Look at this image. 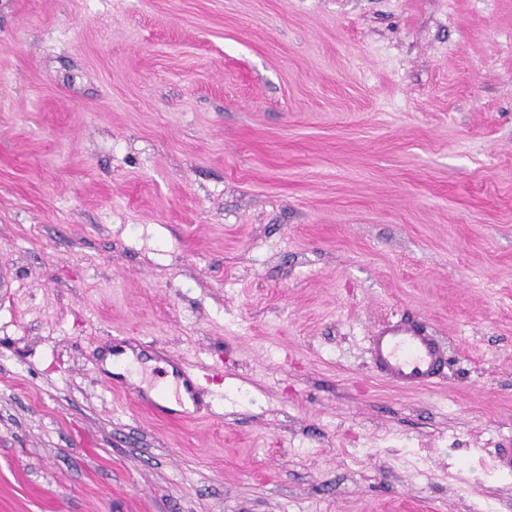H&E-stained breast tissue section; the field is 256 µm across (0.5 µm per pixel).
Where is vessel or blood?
Returning a JSON list of instances; mask_svg holds the SVG:
<instances>
[{"instance_id": "1", "label": "vessel or blood", "mask_w": 512, "mask_h": 512, "mask_svg": "<svg viewBox=\"0 0 512 512\" xmlns=\"http://www.w3.org/2000/svg\"><path fill=\"white\" fill-rule=\"evenodd\" d=\"M369 353L375 375L407 391L439 384L449 360L447 341L428 324L409 316L377 326L370 337ZM172 394L170 403L161 396H139L136 407L152 419L180 423L198 418L205 408L197 380L188 370H181Z\"/></svg>"}]
</instances>
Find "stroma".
<instances>
[{
    "mask_svg": "<svg viewBox=\"0 0 512 512\" xmlns=\"http://www.w3.org/2000/svg\"><path fill=\"white\" fill-rule=\"evenodd\" d=\"M139 339L213 415L100 381ZM501 448L512 0H0V512H512ZM369 353L375 375L407 391L439 384L448 368L447 341L428 324L409 316L377 326L370 336ZM177 367L180 374L172 388V394L174 401L180 409L170 407V402H165V395L163 394L157 398L148 395H138L136 407L141 413L155 420L181 423L198 418L202 411L207 408V405L202 400L196 377L186 368L182 366ZM186 399L192 403L193 410L186 407Z\"/></svg>",
    "mask_w": 512,
    "mask_h": 512,
    "instance_id": "1",
    "label": "stroma"
}]
</instances>
